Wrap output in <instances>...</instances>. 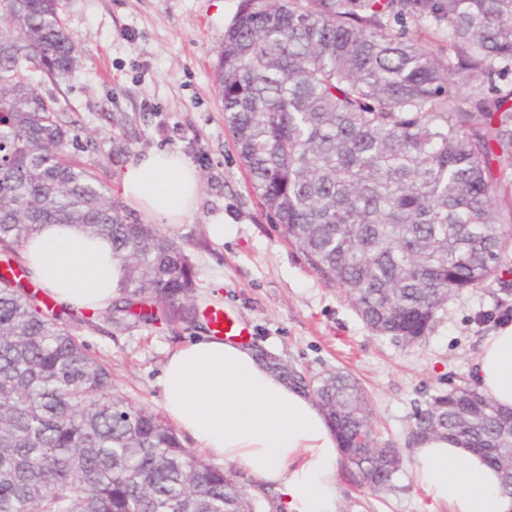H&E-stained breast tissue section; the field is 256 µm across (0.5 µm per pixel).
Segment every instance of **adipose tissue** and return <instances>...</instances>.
I'll return each instance as SVG.
<instances>
[{
	"instance_id": "obj_1",
	"label": "adipose tissue",
	"mask_w": 512,
	"mask_h": 512,
	"mask_svg": "<svg viewBox=\"0 0 512 512\" xmlns=\"http://www.w3.org/2000/svg\"><path fill=\"white\" fill-rule=\"evenodd\" d=\"M126 203L150 221L177 228L198 208V170L183 157L152 151L121 174ZM31 277L61 305L106 311L120 270L111 241L76 224H46L24 246ZM477 390L512 411V325L488 336L473 368ZM160 385L168 419L194 448L273 488L288 512H336L342 452L316 402L289 386L238 340L204 334L171 351ZM417 483L451 512H512L498 473L452 439L428 437L413 448Z\"/></svg>"
}]
</instances>
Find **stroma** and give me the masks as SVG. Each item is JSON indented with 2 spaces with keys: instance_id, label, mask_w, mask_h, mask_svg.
I'll use <instances>...</instances> for the list:
<instances>
[{
  "instance_id": "stroma-1",
  "label": "stroma",
  "mask_w": 512,
  "mask_h": 512,
  "mask_svg": "<svg viewBox=\"0 0 512 512\" xmlns=\"http://www.w3.org/2000/svg\"><path fill=\"white\" fill-rule=\"evenodd\" d=\"M241 0H63L62 20L84 49L64 82L44 81L61 119L79 131L73 157L94 166L113 199L124 168L158 149L184 156L202 178L200 204L175 230L197 273V302L218 305L259 344L309 374L346 371L364 387L381 443L403 466L389 490L339 471L337 512H449L419 487L410 430L431 395L469 381L485 339L512 321V270L448 299L432 330L409 344L368 328L336 288L286 241L253 191L224 123L214 67ZM224 215V240L206 231ZM75 333L112 372L117 395L163 410L169 350L210 327L129 323L101 315Z\"/></svg>"
}]
</instances>
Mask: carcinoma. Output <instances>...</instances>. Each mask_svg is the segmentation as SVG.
<instances>
[{
    "instance_id": "1",
    "label": "carcinoma",
    "mask_w": 512,
    "mask_h": 512,
    "mask_svg": "<svg viewBox=\"0 0 512 512\" xmlns=\"http://www.w3.org/2000/svg\"><path fill=\"white\" fill-rule=\"evenodd\" d=\"M62 0H0V512H261L237 476L184 447L38 296L21 251L44 224L112 241L122 326L194 322L184 247L112 200L72 158L77 135L41 94L81 63ZM444 32L448 62L389 32ZM512 0H242L216 68L224 121L251 185L289 242L381 336L414 343L449 297L507 266L512 211ZM258 359L311 396L374 490L401 470L359 382ZM412 431L451 438L512 479V412L463 384L431 396Z\"/></svg>"
}]
</instances>
